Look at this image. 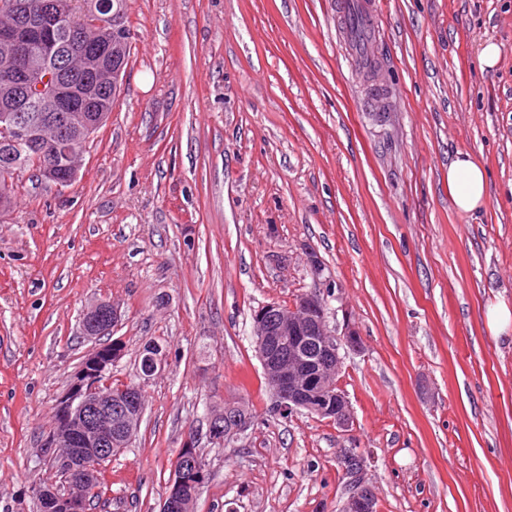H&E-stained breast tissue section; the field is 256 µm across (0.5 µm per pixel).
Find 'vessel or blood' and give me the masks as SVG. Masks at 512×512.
<instances>
[{
	"instance_id": "b4317fda",
	"label": "vessel or blood",
	"mask_w": 512,
	"mask_h": 512,
	"mask_svg": "<svg viewBox=\"0 0 512 512\" xmlns=\"http://www.w3.org/2000/svg\"><path fill=\"white\" fill-rule=\"evenodd\" d=\"M336 15L338 36L347 53L360 66L372 61L380 37L374 0H339Z\"/></svg>"
}]
</instances>
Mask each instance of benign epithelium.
Segmentation results:
<instances>
[{"label": "benign epithelium", "mask_w": 512, "mask_h": 512, "mask_svg": "<svg viewBox=\"0 0 512 512\" xmlns=\"http://www.w3.org/2000/svg\"><path fill=\"white\" fill-rule=\"evenodd\" d=\"M17 23L0 29V44L10 51L4 69L9 79L0 88V152L22 146L43 154L47 145L39 133L45 125L57 131L56 143L70 138L76 129L93 128L95 116L83 112L86 98L82 85L107 90L101 75L112 61V79L122 77L119 63L124 41L102 46L85 55L78 73L62 64L64 42L77 41L74 30L63 31L51 9L42 4L33 9L28 0L15 4ZM38 44L41 51L30 47ZM120 319L118 307L110 300L96 299L83 312L80 335L94 342L74 371L71 383L57 401L52 424L42 448L51 471L83 487L98 483L104 461L116 448H125L140 425L145 403L143 388L133 384L116 397L105 381L112 365L121 358V344H101ZM253 335L265 379L273 392L274 412L286 415L295 410L328 419L341 428L353 423L351 407L339 388L336 376L341 367L340 349L361 343L359 334L346 328L339 336L326 319L324 298L315 292L301 295L291 306L276 303L261 306L253 314ZM251 418L239 409L225 426L222 416L213 414L209 433L236 437L250 426ZM181 466L174 469L169 492L161 512H183L189 500L197 498L210 473L194 434L186 436L178 452ZM52 512H89L87 493L69 487L36 488ZM341 512H378L377 498L365 480L357 481Z\"/></svg>", "instance_id": "benign-epithelium-1"}]
</instances>
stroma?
<instances>
[{
	"mask_svg": "<svg viewBox=\"0 0 512 512\" xmlns=\"http://www.w3.org/2000/svg\"><path fill=\"white\" fill-rule=\"evenodd\" d=\"M381 108L338 43L336 0H131L118 101L75 183L22 173L0 211V512L33 485L57 399L118 305L114 380L145 411L106 467L107 512H160L187 432L211 476L193 512H339L353 448L379 512H512V0H374ZM501 51L480 62L485 43ZM488 176L455 209L457 152ZM341 349L348 429L274 414L252 316L308 292ZM163 370L139 377L147 341ZM249 407L215 447L207 415ZM448 194L458 211L469 213L487 200L485 167L470 153L458 152L448 165ZM489 328L496 333L507 332L510 325L512 331V308L501 302L489 308L487 313Z\"/></svg>",
	"mask_w": 512,
	"mask_h": 512,
	"instance_id": "stroma-1",
	"label": "stroma"
}]
</instances>
